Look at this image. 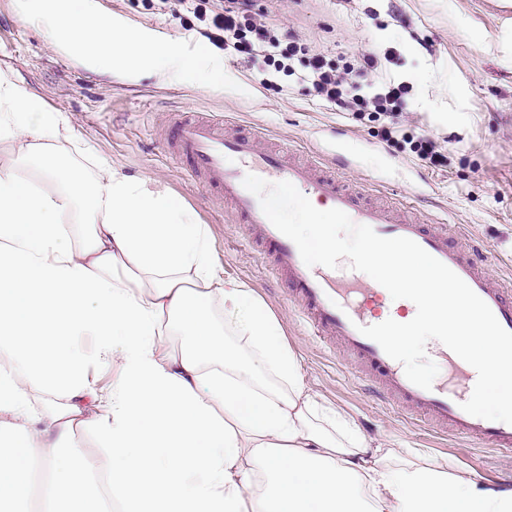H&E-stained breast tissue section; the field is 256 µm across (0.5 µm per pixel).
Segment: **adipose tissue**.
<instances>
[{"mask_svg": "<svg viewBox=\"0 0 512 512\" xmlns=\"http://www.w3.org/2000/svg\"><path fill=\"white\" fill-rule=\"evenodd\" d=\"M23 5L100 73L215 82L208 55L148 45L90 0ZM0 144V512H512V490L321 407L196 212L76 144L1 70ZM97 370L112 381L91 405ZM84 429L105 466L73 451Z\"/></svg>", "mask_w": 512, "mask_h": 512, "instance_id": "adipose-tissue-1", "label": "adipose tissue"}]
</instances>
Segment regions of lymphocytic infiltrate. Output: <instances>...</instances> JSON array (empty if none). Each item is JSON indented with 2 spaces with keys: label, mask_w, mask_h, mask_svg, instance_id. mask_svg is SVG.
Returning <instances> with one entry per match:
<instances>
[{
  "label": "lymphocytic infiltrate",
  "mask_w": 512,
  "mask_h": 512,
  "mask_svg": "<svg viewBox=\"0 0 512 512\" xmlns=\"http://www.w3.org/2000/svg\"><path fill=\"white\" fill-rule=\"evenodd\" d=\"M143 6L179 19L228 57L256 67L262 85L296 78L333 111L379 121L378 136L393 142L390 120L410 92L406 83L381 73L395 48L372 49L339 65L312 50L296 30L271 24L257 0H143Z\"/></svg>",
  "instance_id": "f902f5d3"
}]
</instances>
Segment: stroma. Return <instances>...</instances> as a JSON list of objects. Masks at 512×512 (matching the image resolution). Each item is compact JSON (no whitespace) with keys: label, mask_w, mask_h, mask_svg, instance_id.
Segmentation results:
<instances>
[{"label":"stroma","mask_w":512,"mask_h":512,"mask_svg":"<svg viewBox=\"0 0 512 512\" xmlns=\"http://www.w3.org/2000/svg\"><path fill=\"white\" fill-rule=\"evenodd\" d=\"M98 12L156 43H177L184 57L208 41L141 0H94ZM270 22L299 30L329 59L391 44L387 71L412 90L397 117L404 133L425 128L447 141L448 166L428 167L377 136L374 123L330 110L305 86L266 89L256 70L210 50L220 64L211 89L186 77L108 76L81 66L21 13L0 0V70L25 80L89 143L126 175L149 179L193 208L207 224L224 276L249 284L281 321L289 348L324 405L350 416L368 437L468 470L496 484L512 474V454H492L407 420L405 411L373 399L350 376L351 365L312 336L271 259L246 238L231 209L207 196L166 159L160 141L170 112L190 109L260 132L266 146L314 158L342 147L354 154L343 185L368 201L419 205L430 222L467 230L484 247L489 273L512 275V0H267ZM430 40L432 51L422 49Z\"/></svg>","instance_id":"35a3bbf8"}]
</instances>
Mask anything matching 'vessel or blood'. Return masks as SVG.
<instances>
[{"label": "vessel or blood", "mask_w": 512, "mask_h": 512, "mask_svg": "<svg viewBox=\"0 0 512 512\" xmlns=\"http://www.w3.org/2000/svg\"><path fill=\"white\" fill-rule=\"evenodd\" d=\"M164 153L184 175L202 183L217 202L230 204L251 242L274 261L291 300L312 334L334 337L358 363L353 376L379 398L397 403L441 435L465 439L498 452H512V425L474 417L462 410L476 383L472 366L447 348L435 356L441 373L431 389L411 383L401 363L390 358L360 329L382 323L385 289L347 260L337 268L306 266L296 245L279 232L261 210L243 179L254 174L268 182L288 181L312 204L344 211L354 223L370 226L383 237H407L447 265L490 307L501 326L512 332V282L491 276L481 247L465 231L449 235L444 224H431L413 206L374 205L361 192L340 185L336 172L349 168L343 156L296 162L262 147L259 136L228 133L223 121L185 112L173 113Z\"/></svg>", "instance_id": "b4317fda"}]
</instances>
